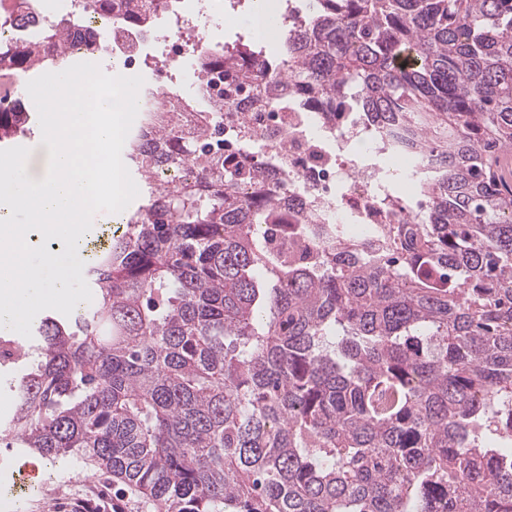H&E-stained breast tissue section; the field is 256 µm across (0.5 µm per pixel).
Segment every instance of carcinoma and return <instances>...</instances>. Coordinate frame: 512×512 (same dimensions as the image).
<instances>
[{
	"mask_svg": "<svg viewBox=\"0 0 512 512\" xmlns=\"http://www.w3.org/2000/svg\"><path fill=\"white\" fill-rule=\"evenodd\" d=\"M177 0H93L134 26ZM81 6L0 42V76L61 71ZM222 65L218 125L240 86L279 108L281 82L322 112L367 113L435 157L419 223L348 240L317 224L262 163L184 144L195 176L158 184L178 115L152 112L130 143L147 203L84 278L92 301L40 318L10 386L0 444L89 462L163 512H512V0H315L268 55L239 43ZM0 110V143L29 131Z\"/></svg>",
	"mask_w": 512,
	"mask_h": 512,
	"instance_id": "cac0c4a2",
	"label": "carcinoma"
}]
</instances>
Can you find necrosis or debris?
<instances>
[{
  "mask_svg": "<svg viewBox=\"0 0 512 512\" xmlns=\"http://www.w3.org/2000/svg\"><path fill=\"white\" fill-rule=\"evenodd\" d=\"M221 19L209 0H196L161 33L102 19L88 7L73 41L112 57L122 75L142 76L146 73L143 49L160 38L166 46L163 68L184 71L192 64L191 46L213 43ZM249 140L259 145L262 156L277 160L287 171L289 190L301 187L308 197L328 202V209L317 213L320 223L345 225L352 237L364 236L369 225L385 223L391 186L431 164L430 158L412 148H395L361 114L346 112L334 121H318L309 112L272 111L264 99L252 94L245 111L224 123L225 155L244 157L243 145Z\"/></svg>",
  "mask_w": 512,
  "mask_h": 512,
  "instance_id": "obj_1",
  "label": "necrosis or debris"
}]
</instances>
